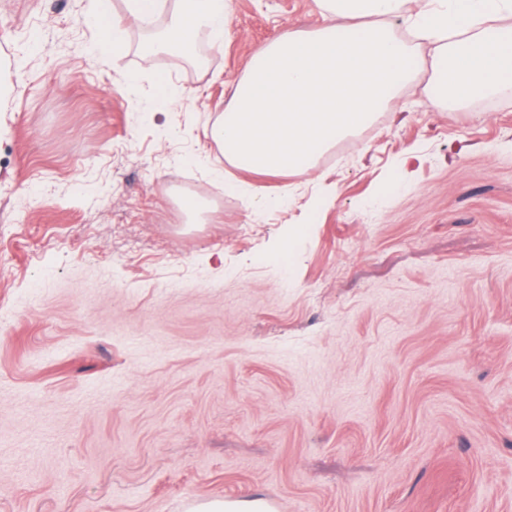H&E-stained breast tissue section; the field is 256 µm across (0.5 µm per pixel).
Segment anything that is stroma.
<instances>
[{
    "mask_svg": "<svg viewBox=\"0 0 512 512\" xmlns=\"http://www.w3.org/2000/svg\"><path fill=\"white\" fill-rule=\"evenodd\" d=\"M176 2L98 56L91 0H0V512H512V94L447 110L419 54L404 121L247 173L212 127L324 18L232 0L143 68ZM188 175L238 187L187 223ZM242 501L210 500L194 503L192 512H273L272 506L258 498L241 499Z\"/></svg>",
    "mask_w": 512,
    "mask_h": 512,
    "instance_id": "35a3bbf8",
    "label": "stroma"
}]
</instances>
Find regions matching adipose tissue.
Wrapping results in <instances>:
<instances>
[{
	"mask_svg": "<svg viewBox=\"0 0 512 512\" xmlns=\"http://www.w3.org/2000/svg\"><path fill=\"white\" fill-rule=\"evenodd\" d=\"M317 2L329 24L260 48L213 128L243 171L311 173L321 153L417 80L407 61L423 48L448 105L512 90V0ZM230 12V0H180L169 39L149 46L144 63L190 48L201 30L222 36Z\"/></svg>",
	"mask_w": 512,
	"mask_h": 512,
	"instance_id": "obj_1",
	"label": "adipose tissue"
}]
</instances>
